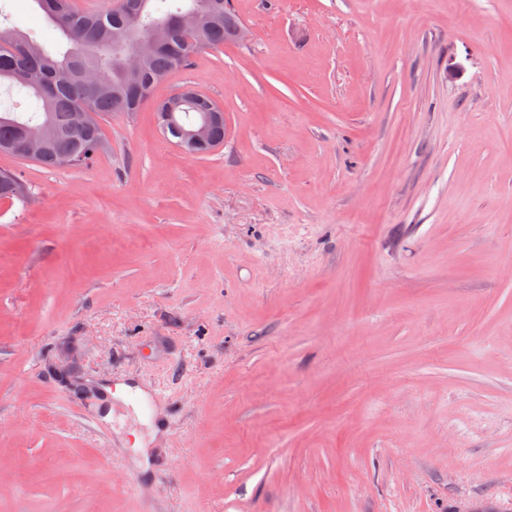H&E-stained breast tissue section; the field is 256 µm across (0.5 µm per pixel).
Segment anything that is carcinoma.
Segmentation results:
<instances>
[{"label": "carcinoma", "mask_w": 512, "mask_h": 512, "mask_svg": "<svg viewBox=\"0 0 512 512\" xmlns=\"http://www.w3.org/2000/svg\"><path fill=\"white\" fill-rule=\"evenodd\" d=\"M52 28L69 44L64 52L37 36L33 30L0 27L10 50L0 51V83H7L20 101L0 107V153L11 154L19 132L40 124L50 137L51 153L37 160L42 167L56 168L54 157L76 154L78 167L89 166L105 148L101 128L86 140L71 135L72 116L90 109L103 116L112 112H136L145 93L171 72L192 65L199 52L229 42L230 30L241 21L230 0H213L206 25L191 41L172 24L184 13V0H121L119 7L85 13L73 0H35ZM145 33L158 48L144 57L132 85L123 82L119 57L131 45L117 35ZM27 187L22 179L0 172V199H22Z\"/></svg>", "instance_id": "1"}]
</instances>
